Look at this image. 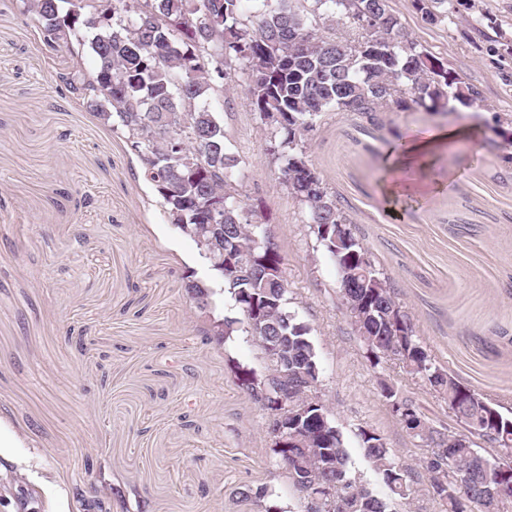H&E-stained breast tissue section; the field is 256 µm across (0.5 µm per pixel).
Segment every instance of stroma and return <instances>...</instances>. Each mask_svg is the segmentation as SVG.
I'll return each instance as SVG.
<instances>
[{
    "mask_svg": "<svg viewBox=\"0 0 512 512\" xmlns=\"http://www.w3.org/2000/svg\"><path fill=\"white\" fill-rule=\"evenodd\" d=\"M414 39L480 92L453 112L389 114L371 127L322 114L309 154L355 232L390 278L426 350L461 384L512 412V0H445L430 24L412 0H389ZM0 0V450L5 512H77V490H107V512H304L271 450L267 414L237 367L270 362L246 332L224 341L213 321L239 318L215 294L208 313L182 277L213 272L163 218L123 136L61 91L68 49L49 50ZM240 159L239 190L285 258L288 308L310 329L317 389L343 434L353 476L390 492L362 433L381 436L412 473L396 512H442L413 438L381 393L395 387L438 429L464 427L441 395L401 363L371 365L338 295L336 265L278 179L261 124L243 98L209 99ZM467 129L437 143L420 196L385 190L396 134ZM264 498H240L244 487Z\"/></svg>",
    "mask_w": 512,
    "mask_h": 512,
    "instance_id": "stroma-1",
    "label": "stroma"
}]
</instances>
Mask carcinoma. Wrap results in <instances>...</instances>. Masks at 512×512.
<instances>
[{
  "label": "carcinoma",
  "mask_w": 512,
  "mask_h": 512,
  "mask_svg": "<svg viewBox=\"0 0 512 512\" xmlns=\"http://www.w3.org/2000/svg\"><path fill=\"white\" fill-rule=\"evenodd\" d=\"M240 0H100L97 9L70 11L69 0H23L24 15L40 30L51 50L66 47L75 55L89 46L96 68L86 75L81 63L59 76L77 100L94 107L95 115L119 131L152 185L164 219L190 237L207 260L216 285L183 276L197 307L211 305L213 287L247 313L279 307L285 316L266 333L246 327L251 336H286L299 359L297 373L311 380L306 391L316 396L319 374L309 328L288 311L284 256L266 245L250 246L246 236L219 237L213 224H243L261 235L254 211L240 199V160L227 143L224 119L205 101L235 92L233 63L249 70L241 91L254 114L276 113L267 128L269 152L278 162L279 182L304 209L309 224H341L343 234L320 245L336 269L369 249L357 237L351 216L336 201L313 166L308 145L318 118L325 112H354L366 124H381L390 112L422 107L435 112L450 102L468 106L477 88L448 69L406 30L389 0H264L256 16L239 10ZM186 127L190 147L200 155L191 168L164 142L167 131ZM383 287L357 292L389 311L372 312L356 335L377 364L396 356L407 371L448 399V410L464 425L496 434V451L512 450V414L474 393L441 369L421 345L411 316L398 301L389 277ZM237 319L212 325L228 340L238 331ZM419 412L406 413V430L416 438H433ZM366 456L390 491L402 500L415 492L408 467L395 459L380 436L362 437ZM324 452L329 472L336 474L334 498H348L353 512H389L390 503L375 496L349 468L343 434L336 431ZM288 462L289 478L305 464L304 448H272ZM486 455L464 439L448 449V461L433 478V493L445 512H500L512 501V469L489 471Z\"/></svg>",
  "instance_id": "obj_1"
}]
</instances>
